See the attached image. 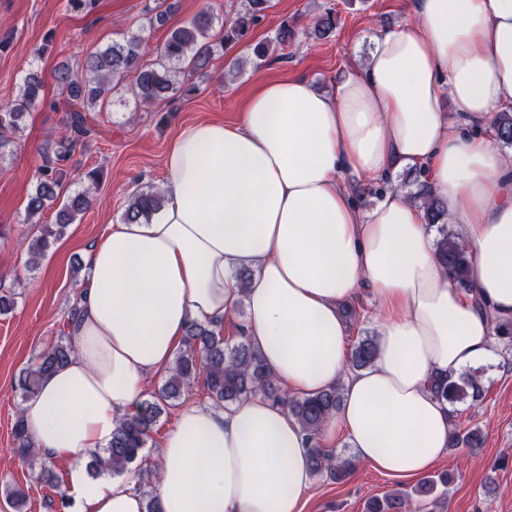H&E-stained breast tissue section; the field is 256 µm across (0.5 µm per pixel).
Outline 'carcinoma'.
Segmentation results:
<instances>
[{"mask_svg":"<svg viewBox=\"0 0 512 512\" xmlns=\"http://www.w3.org/2000/svg\"><path fill=\"white\" fill-rule=\"evenodd\" d=\"M268 0H246L245 7L222 25L219 33H213L214 15L204 10L184 25L175 28L166 38L155 61L145 60L144 39L140 34H131L121 41H114L103 49L87 55L80 63L61 65L55 75L60 91L59 102H46L45 83L37 71L28 72L12 105L0 110V150H5L23 136L22 120L38 106L49 105L56 110L63 107L66 112L64 129L54 141L52 148L42 153L34 191L28 196L26 221L43 213L57 200L62 204L56 213V223H37L36 234L28 245L29 262L44 256L47 250L65 235L69 225L89 206L85 192L62 196L64 168L77 150L87 146L99 136L90 112L97 104L110 102L120 86L127 85L135 100L150 105L158 100L174 104L186 100L198 91L192 75H203L212 58L224 45L241 41L247 37L264 11ZM336 30V13L331 10L313 21L310 37L316 40L330 38ZM288 22H283L275 37L259 42L253 48L254 64L259 67L269 55L270 48L288 46ZM497 138L504 145H512V112H500L494 119ZM414 198L422 201L426 218L430 224H438L441 210L427 183H420ZM165 203L159 191H137L129 196L124 210V223H147ZM436 248L441 264L449 269L458 286L468 287V249L448 225L439 224ZM377 342L365 337L353 345L349 366L361 370L371 366L375 360ZM74 353L73 345L62 339L43 350L35 362L19 375L17 387L23 396L34 394L43 379L65 365ZM203 379L204 388L215 405L233 403L243 396L261 393L291 411L301 425L309 442L310 471L314 476H326L340 481L352 473L354 464L341 453L333 454L317 444V434L325 419L336 413L340 403L339 387L312 397H290L276 384L260 357L252 349L244 328L237 330L232 338L223 335L219 324L188 325L182 345L176 352L167 377L154 396L133 417L121 418L112 433L109 448L92 453V474H121L129 465L143 458L150 432L165 408L175 405L184 389L197 379ZM431 392L446 403H455L467 397L476 401L482 396L480 379L467 375L458 380L437 375L430 383ZM14 452L28 466L40 467V473L51 485L57 499L49 506L65 509L69 503L61 490L62 481L53 469L41 459L34 448L33 440L22 415H17L13 425ZM479 434L473 430L461 433L452 430L451 448H476L480 444ZM453 480L448 472L423 478L412 491H392L383 497L369 499L365 512H407L412 496L429 497L438 489L447 487Z\"/></svg>","mask_w":512,"mask_h":512,"instance_id":"cac0c4a2","label":"carcinoma"}]
</instances>
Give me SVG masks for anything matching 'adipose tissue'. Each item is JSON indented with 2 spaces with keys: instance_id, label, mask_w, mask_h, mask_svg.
<instances>
[{
  "instance_id": "adipose-tissue-1",
  "label": "adipose tissue",
  "mask_w": 512,
  "mask_h": 512,
  "mask_svg": "<svg viewBox=\"0 0 512 512\" xmlns=\"http://www.w3.org/2000/svg\"><path fill=\"white\" fill-rule=\"evenodd\" d=\"M511 108L512 0H417L333 92L283 77L253 90L237 122L183 127L159 217L113 225L89 248L75 353L21 406L40 455L69 463L72 512H146L136 473L90 476V455L140 410L188 323L233 322L241 304L284 392L344 384L322 448L349 446L353 463L400 479L436 467L451 424L432 376L492 363L494 328L512 323V151L493 128ZM405 166L459 228L468 288L440 266L422 210L390 186ZM365 186L382 189L369 208L355 198ZM365 293L377 355L351 373L346 310ZM159 459L157 512H302L310 484L298 422L260 394L183 406Z\"/></svg>"
}]
</instances>
